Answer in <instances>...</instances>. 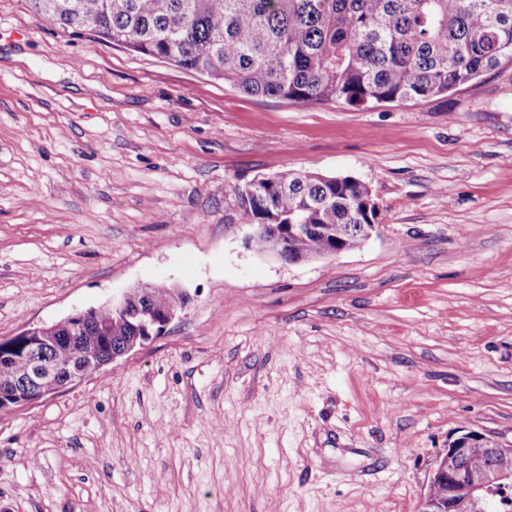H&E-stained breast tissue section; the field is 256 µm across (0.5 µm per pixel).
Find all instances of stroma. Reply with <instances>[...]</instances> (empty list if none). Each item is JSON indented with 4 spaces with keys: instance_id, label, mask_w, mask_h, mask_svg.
Segmentation results:
<instances>
[{
    "instance_id": "obj_1",
    "label": "stroma",
    "mask_w": 512,
    "mask_h": 512,
    "mask_svg": "<svg viewBox=\"0 0 512 512\" xmlns=\"http://www.w3.org/2000/svg\"><path fill=\"white\" fill-rule=\"evenodd\" d=\"M366 183L295 263L240 192ZM165 335L0 416V512H420L462 429L512 441V62L368 107L251 96L0 0V338L143 285Z\"/></svg>"
}]
</instances>
